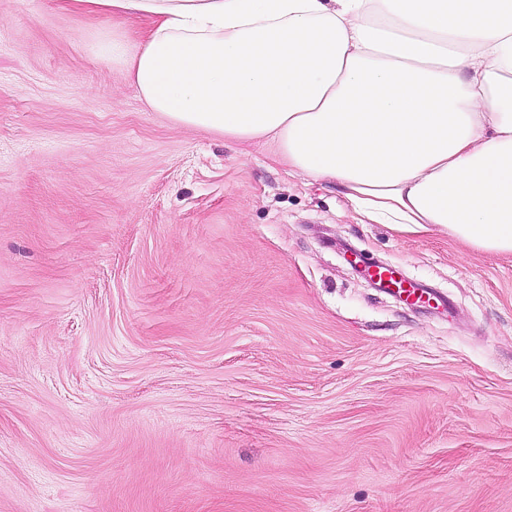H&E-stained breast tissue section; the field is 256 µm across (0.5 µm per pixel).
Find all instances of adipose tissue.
I'll return each instance as SVG.
<instances>
[{
    "mask_svg": "<svg viewBox=\"0 0 512 512\" xmlns=\"http://www.w3.org/2000/svg\"><path fill=\"white\" fill-rule=\"evenodd\" d=\"M170 121L267 140L361 223L512 256V0H74Z\"/></svg>",
    "mask_w": 512,
    "mask_h": 512,
    "instance_id": "obj_1",
    "label": "adipose tissue"
}]
</instances>
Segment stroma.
<instances>
[{
  "label": "stroma",
  "mask_w": 512,
  "mask_h": 512,
  "mask_svg": "<svg viewBox=\"0 0 512 512\" xmlns=\"http://www.w3.org/2000/svg\"><path fill=\"white\" fill-rule=\"evenodd\" d=\"M148 27L0 0V512H512V256L152 112ZM338 250H339L340 253L343 254V256H346V254L349 253V254H347V261L366 280V282L368 283L369 286H371L372 288H381V289L388 290L397 299H399L402 302H405L408 305L412 306V305H415V304L411 303V299L406 300V296L405 295L413 297V296H416V294H417V290H418L417 288H426V289H428L425 286H417V288H403V284L398 282V281H401V280L404 281L403 277L400 276L399 273H397L396 271H391L393 269L390 266H388V265H386V264H384L383 262H380V261L371 262V263H368V264H362L364 262L360 259V254L357 253L356 249H354L349 244H346V243L339 244ZM379 267H384V268L390 270L392 272L394 278L397 280V281L394 280V278L392 277V275H391V273L389 271L381 270L378 273L380 281L381 282L389 281L390 283H394L395 285H397L399 287L398 291H397V287L396 286L391 285L390 287H386L385 284H381L380 283V281L378 280L377 277H372L371 273L376 271ZM388 288H390V289H388ZM398 292L401 293V294H405V295L401 296Z\"/></svg>",
  "instance_id": "35a3bbf8"
}]
</instances>
